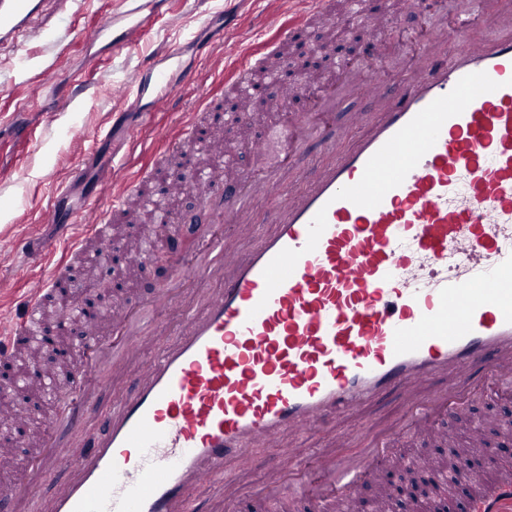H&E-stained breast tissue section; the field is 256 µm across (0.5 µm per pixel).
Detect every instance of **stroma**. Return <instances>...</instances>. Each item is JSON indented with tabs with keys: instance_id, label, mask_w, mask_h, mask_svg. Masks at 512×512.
Instances as JSON below:
<instances>
[{
	"instance_id": "obj_1",
	"label": "stroma",
	"mask_w": 512,
	"mask_h": 512,
	"mask_svg": "<svg viewBox=\"0 0 512 512\" xmlns=\"http://www.w3.org/2000/svg\"><path fill=\"white\" fill-rule=\"evenodd\" d=\"M225 0H170L141 37L124 50L96 51L82 40L85 31L111 20L121 11L120 0H73L68 15L48 33L21 47L0 49V275L10 276L23 268V256L16 242L36 238L53 243L54 252L29 275H46L65 257L67 244L78 229L72 224H42L38 217L59 186L69 189V209L83 205L92 178L100 168L115 164L121 176H138L148 158L164 143L182 121L183 114L199 112L196 94L182 92V115L161 112L150 129L134 132L130 115L112 94L116 83L131 84L140 66L166 43L186 44L182 61L198 70L212 91L214 103L226 98L224 76L233 64L230 52L235 44L260 47L287 21L292 10L286 0L268 5L267 0H248L234 32L226 43L196 45L192 39L206 13L218 12ZM373 21L395 29L394 42L404 52H413L425 36L429 21L425 15H406L400 0H375ZM64 62V79L83 83L85 91L65 112L49 116L53 93L39 84V73L47 66ZM35 130L37 139L26 144L17 133ZM86 165L87 179L70 185L74 167ZM404 407L401 395L391 394L372 401L352 418L340 417L337 427L363 432L380 429L398 417Z\"/></svg>"
}]
</instances>
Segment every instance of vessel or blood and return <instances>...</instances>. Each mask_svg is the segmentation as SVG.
Wrapping results in <instances>:
<instances>
[{
  "instance_id": "b4317fda",
  "label": "vessel or blood",
  "mask_w": 512,
  "mask_h": 512,
  "mask_svg": "<svg viewBox=\"0 0 512 512\" xmlns=\"http://www.w3.org/2000/svg\"><path fill=\"white\" fill-rule=\"evenodd\" d=\"M460 3L391 83L379 76L389 36L377 29L370 64L341 65L302 86L269 71V109L279 115L270 135L288 161L258 172L238 170L236 149L211 139L245 118L255 91L249 74L267 52L235 63L225 83L239 109L211 121L204 138L197 120L184 121L161 148L188 146L203 158L190 172L201 190L192 251L180 246L188 218L175 176L150 197L137 180L119 189L98 179L87 202L65 215L57 202L68 190H56L40 220L83 226L68 258L102 264L91 243L125 240L113 217L133 201L170 229L133 260L147 263L162 250L179 273L106 314L80 304L92 282L70 284L60 318L79 340L65 385L30 363L0 386V429L22 447L33 432L41 441L27 461L28 483L0 485V512H188L197 490L216 492L222 512H236L242 493L224 477L228 464L248 467L254 449L272 443L281 446L278 462L255 497L280 512H341L381 465L405 460L399 436L419 438L437 420L465 415L472 398L512 388V0ZM68 5L0 0V48L42 33ZM154 15L152 0H125L95 38L122 51ZM318 21L337 37L349 33L332 0H304L271 47ZM183 51L175 43L154 57L135 89L114 85L125 112L146 122L180 106L181 89L199 85L176 66ZM348 91L374 106L353 113L363 129L353 139L334 116ZM299 94L308 110L288 111ZM259 197L273 213L261 231ZM64 269L26 279L20 314L0 332V361L15 357L22 337L44 351L53 326L44 305ZM158 336L163 345L143 357ZM106 366L133 385L103 410L95 389ZM437 378L444 384L435 389ZM391 391L406 398L397 425L370 438L337 431V417ZM45 392L53 398L45 418L18 410L19 397ZM311 435L321 447H301ZM47 467L64 477L49 498L36 479ZM509 503L512 476L470 508L503 512Z\"/></svg>"
}]
</instances>
